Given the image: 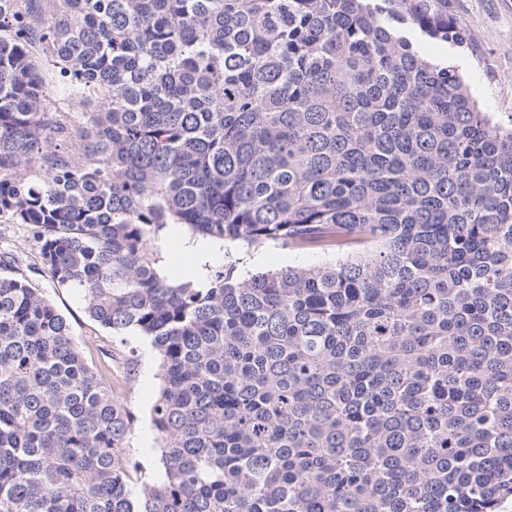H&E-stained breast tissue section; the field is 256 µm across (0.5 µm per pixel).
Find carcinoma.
I'll use <instances>...</instances> for the list:
<instances>
[{
    "mask_svg": "<svg viewBox=\"0 0 512 512\" xmlns=\"http://www.w3.org/2000/svg\"><path fill=\"white\" fill-rule=\"evenodd\" d=\"M452 0H0V220L159 355L162 472L68 320L0 275V512H497L512 127L418 39ZM192 235L346 249L197 288ZM169 237L170 235L168 234L167 239L163 240L161 249V266L167 276L178 280L179 278H182V272L187 266L183 262V256L189 255L194 260L195 254L192 252L183 251L178 256L176 253L177 244L175 238L169 239ZM205 264L206 259L203 255H200L191 265H188L185 268L183 278L198 284H203L207 273Z\"/></svg>",
    "mask_w": 512,
    "mask_h": 512,
    "instance_id": "1",
    "label": "carcinoma"
}]
</instances>
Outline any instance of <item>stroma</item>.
Returning <instances> with one entry per match:
<instances>
[{
	"label": "stroma",
	"instance_id": "stroma-1",
	"mask_svg": "<svg viewBox=\"0 0 512 512\" xmlns=\"http://www.w3.org/2000/svg\"><path fill=\"white\" fill-rule=\"evenodd\" d=\"M460 24L469 32L471 44L464 50L440 42L428 43L424 53L455 65L479 105L504 126H512V0H453ZM0 249L20 265L39 262L40 245L19 224L0 223ZM241 272L257 273L288 266L318 265L329 254L301 251L271 244L257 251L235 249ZM32 283L52 300L68 319L75 342L89 364L107 369L120 402L134 417L125 453L132 485L157 478L162 469L157 434L150 409L159 391L158 355L137 336H115L91 321L80 295L57 285L46 273L32 274Z\"/></svg>",
	"mask_w": 512,
	"mask_h": 512
}]
</instances>
